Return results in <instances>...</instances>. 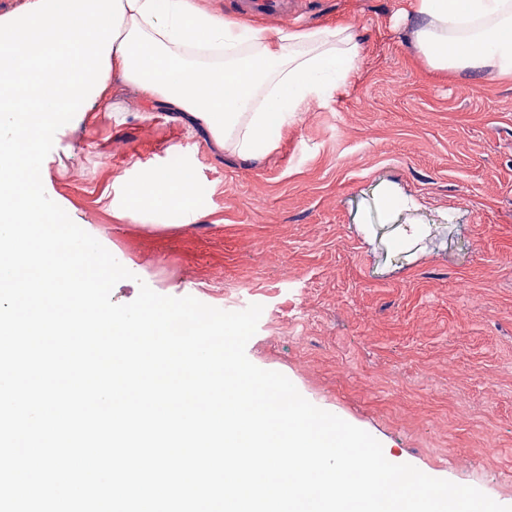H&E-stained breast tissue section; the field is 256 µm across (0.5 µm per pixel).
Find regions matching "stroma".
<instances>
[{"instance_id": "obj_1", "label": "stroma", "mask_w": 512, "mask_h": 512, "mask_svg": "<svg viewBox=\"0 0 512 512\" xmlns=\"http://www.w3.org/2000/svg\"><path fill=\"white\" fill-rule=\"evenodd\" d=\"M405 0H302L260 28L348 19L345 91L264 158L219 150L132 89L60 128L44 189L140 284L225 310L263 307L246 345L386 459L512 506V84L448 83L413 63ZM190 168L198 218L119 221L149 170ZM425 234L402 240L398 227Z\"/></svg>"}]
</instances>
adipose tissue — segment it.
<instances>
[{
  "label": "adipose tissue",
  "instance_id": "ef3b65f1",
  "mask_svg": "<svg viewBox=\"0 0 512 512\" xmlns=\"http://www.w3.org/2000/svg\"><path fill=\"white\" fill-rule=\"evenodd\" d=\"M109 77L182 112L244 160L275 149L289 124L348 87L362 44L351 23L267 30L219 19L196 0H122ZM419 59L438 74L512 82V0H410ZM188 171L147 172L123 213L198 216Z\"/></svg>",
  "mask_w": 512,
  "mask_h": 512
}]
</instances>
